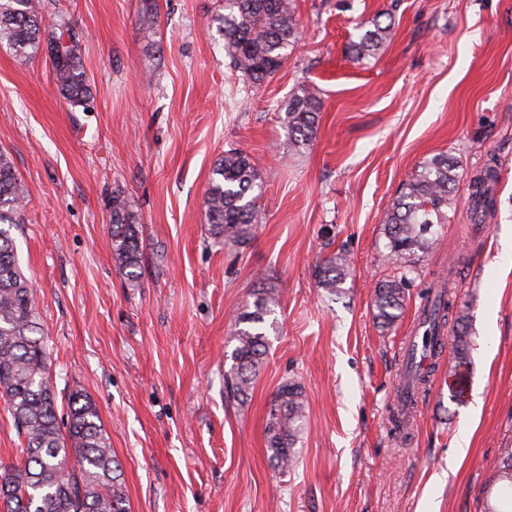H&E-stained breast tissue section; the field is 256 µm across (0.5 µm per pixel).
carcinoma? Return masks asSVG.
Wrapping results in <instances>:
<instances>
[{"label": "carcinoma", "mask_w": 512, "mask_h": 512, "mask_svg": "<svg viewBox=\"0 0 512 512\" xmlns=\"http://www.w3.org/2000/svg\"><path fill=\"white\" fill-rule=\"evenodd\" d=\"M217 32L231 65L256 84L274 75L288 59L298 37L295 0H224V14L216 18ZM390 25L373 22L349 44L357 59L373 57L388 36ZM20 55L48 50L54 76L70 105H83L91 96L81 65L80 40L65 22H45L41 0H0V42ZM320 101L305 87L285 104L284 123L294 146L315 137ZM261 170L249 154L229 149L214 166L205 197L210 235L222 242L246 245L255 238L257 197ZM463 175L460 162L438 154L422 163L393 202L385 217L387 252L383 264L424 252L439 240L437 226L446 223L444 208L452 205L455 186ZM496 165H488L470 179L472 213L483 222L496 209L492 184ZM27 189L10 159L0 152V398L7 404L14 426L24 439L15 462L0 468V512H129L122 471L102 428L95 404L73 395L67 400L66 418L52 383L49 353L37 322L33 291L16 257L13 239L3 224H21ZM109 246L130 288L139 287L143 246L137 217L122 195H112ZM351 275L341 253L322 259L319 286L331 295L344 293ZM406 272L379 282L373 307L377 324L390 330L401 318L406 301ZM432 349H445V325L451 326L455 367L470 358L468 313L454 311L453 300L434 296L432 286L422 291ZM278 289L270 286L254 293L235 316L237 345L225 376L230 392L246 398L269 348L268 333L276 328ZM301 386L294 380L277 390L268 411L266 447L278 467L295 462L294 446L304 418ZM493 483L484 512H512V447L500 449L492 463Z\"/></svg>", "instance_id": "obj_1"}]
</instances>
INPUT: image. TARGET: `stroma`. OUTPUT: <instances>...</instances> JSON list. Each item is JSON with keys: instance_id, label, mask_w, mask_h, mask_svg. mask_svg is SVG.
Here are the masks:
<instances>
[{"instance_id": "obj_1", "label": "stroma", "mask_w": 512, "mask_h": 512, "mask_svg": "<svg viewBox=\"0 0 512 512\" xmlns=\"http://www.w3.org/2000/svg\"><path fill=\"white\" fill-rule=\"evenodd\" d=\"M41 2L78 34L92 94L70 106L46 54L0 43V150L28 189L10 234L58 401L79 392L96 404L130 512H483L491 464L512 444V0H296L300 39L261 84L224 53V0H153L149 17L143 0ZM382 14L384 45L349 57ZM302 85L321 112L298 149L283 118ZM231 148L261 169L245 246L215 243L205 219L212 169ZM444 152L463 168L455 204L439 245L405 258L404 314L381 330L385 213ZM491 162L496 213L478 224L468 184ZM116 192L140 224L137 288L107 240ZM334 252L353 267L338 296L318 284ZM448 276L469 313L471 394L450 401L444 353L399 428L396 383L421 292ZM269 285L278 327L242 400L225 382L234 316ZM289 379L305 418L285 471L265 427Z\"/></svg>"}]
</instances>
